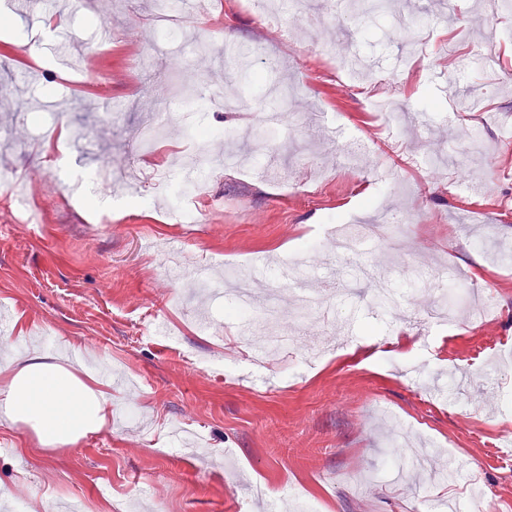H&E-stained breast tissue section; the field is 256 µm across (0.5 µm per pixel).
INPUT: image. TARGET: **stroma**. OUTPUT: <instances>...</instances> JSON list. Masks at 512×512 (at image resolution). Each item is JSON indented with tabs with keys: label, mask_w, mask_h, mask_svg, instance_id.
Here are the masks:
<instances>
[{
	"label": "stroma",
	"mask_w": 512,
	"mask_h": 512,
	"mask_svg": "<svg viewBox=\"0 0 512 512\" xmlns=\"http://www.w3.org/2000/svg\"><path fill=\"white\" fill-rule=\"evenodd\" d=\"M161 3L112 0L103 16L94 0H36L22 22L50 32L27 55L0 57V162L28 187L0 189V354L47 348L76 376L112 373L111 424L76 444L46 447L29 425L0 420V512L16 494L24 512L75 499L86 512H300L310 501L319 512H424L426 499L475 512L474 482L512 512V463H480L512 430V363L487 357L512 352V261L495 252L512 250V13L491 21L475 0H429L420 15L433 36L415 78L399 65L419 30L402 0L282 8L287 45L251 0H213L220 25L194 19L162 39ZM353 53L395 112H372L363 85L336 79ZM102 75L105 100L87 91ZM288 87L290 119L270 130V91ZM316 110L335 137L307 122ZM171 111L180 120L145 143L144 127ZM202 126L221 134L195 145ZM353 136L366 151L346 169L338 150ZM228 150L278 169H227ZM47 151L59 164H45ZM472 179L491 182L485 198L466 196ZM394 214L391 241L359 258L390 269L411 310H370L332 288L334 319L306 332L283 290L273 307L254 306L289 335L282 347L225 320L231 287L164 272L183 257L262 288L294 259L330 263L325 225ZM445 265L462 275L449 293L409 275ZM436 298L462 319L412 320ZM448 370L461 383L443 400L425 379ZM397 446L411 457L441 449L465 471L412 484Z\"/></svg>",
	"instance_id": "obj_1"
}]
</instances>
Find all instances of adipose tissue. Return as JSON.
Returning <instances> with one entry per match:
<instances>
[{"label":"adipose tissue","mask_w":512,"mask_h":512,"mask_svg":"<svg viewBox=\"0 0 512 512\" xmlns=\"http://www.w3.org/2000/svg\"><path fill=\"white\" fill-rule=\"evenodd\" d=\"M100 378L80 380L50 358L33 354L0 365V412L33 426L42 443L71 445L112 420Z\"/></svg>","instance_id":"adipose-tissue-1"}]
</instances>
